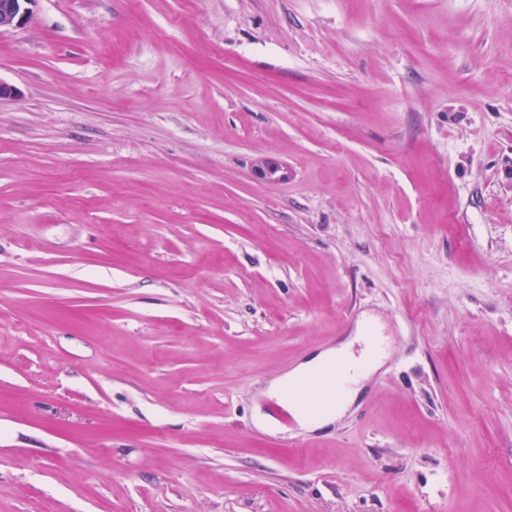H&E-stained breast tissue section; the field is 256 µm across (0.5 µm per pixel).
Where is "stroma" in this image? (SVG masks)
<instances>
[{
  "label": "stroma",
  "instance_id": "obj_1",
  "mask_svg": "<svg viewBox=\"0 0 512 512\" xmlns=\"http://www.w3.org/2000/svg\"><path fill=\"white\" fill-rule=\"evenodd\" d=\"M31 9L0 512H512V0ZM367 315L388 356L297 456L266 390Z\"/></svg>",
  "mask_w": 512,
  "mask_h": 512
}]
</instances>
